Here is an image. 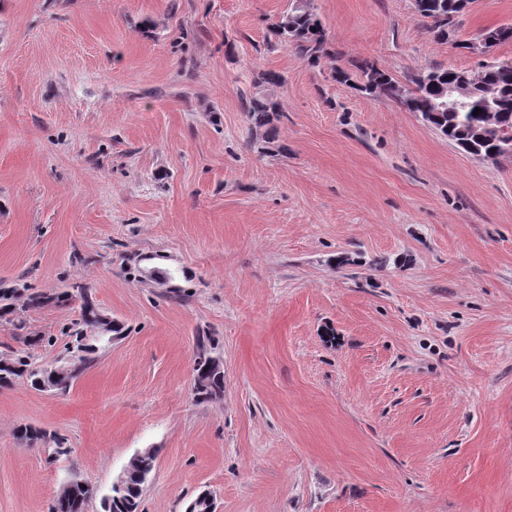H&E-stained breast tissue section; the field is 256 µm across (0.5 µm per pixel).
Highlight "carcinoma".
I'll return each instance as SVG.
<instances>
[{"instance_id": "obj_1", "label": "carcinoma", "mask_w": 512, "mask_h": 512, "mask_svg": "<svg viewBox=\"0 0 512 512\" xmlns=\"http://www.w3.org/2000/svg\"><path fill=\"white\" fill-rule=\"evenodd\" d=\"M473 0H416L414 13L430 22L434 37L443 43L454 41ZM268 44L289 43L309 62L317 65L323 58L331 57L329 37L313 11L306 9L284 11L267 25ZM433 81L423 84L413 79L415 88L405 89L402 98L395 96L400 83L375 63L363 60L351 71L340 66L331 70L333 81L353 87L366 94L379 93L395 100L410 112L421 114L422 120L447 137L456 147L469 155L490 153L502 155V136L512 134V74H504L497 67H487L471 81L467 105L456 111H429V103L443 87L470 74L468 70L434 69ZM250 127L257 133L267 134L277 129L282 119L276 102L268 97H243L241 101ZM481 113L474 114L475 109ZM491 130V136L481 140L472 137L475 130ZM71 293L53 295L31 292L27 288L0 289V318L13 314L17 309H37L48 302L70 304ZM105 319L94 300L86 291L80 295V321L68 346L81 353L83 369L90 368L97 360L100 343L84 340V330ZM25 379L34 389L49 380L41 366L33 365L27 354L17 353L12 358L0 360V387H8ZM193 392L200 401H208L224 393V365L210 355L205 339H198V353L194 363ZM20 439L30 447L48 444L44 430L27 426L20 432ZM156 449L148 448L136 453L124 472V487L118 494H109L102 500L104 512H137L144 484L153 471ZM92 490L75 482L61 487L50 512H85Z\"/></svg>"}]
</instances>
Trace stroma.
Here are the masks:
<instances>
[{
	"label": "stroma",
	"instance_id": "35a3bbf8",
	"mask_svg": "<svg viewBox=\"0 0 512 512\" xmlns=\"http://www.w3.org/2000/svg\"><path fill=\"white\" fill-rule=\"evenodd\" d=\"M335 60L266 44L288 0H0V288L82 285L125 326L64 393L0 389V512H512V160L334 82L473 69L412 0H312ZM278 75L255 85V72ZM283 114L255 139L242 96ZM78 303L0 318V359L63 351ZM224 393L196 401L199 337ZM64 437L70 456L17 436ZM156 449L148 448L136 453L124 472V487L121 493L112 494V489H120L123 474L112 483L111 493L102 500L104 512H137L144 484L153 471ZM63 485L50 507V512H84L87 501L93 495L92 490L80 482Z\"/></svg>",
	"mask_w": 512,
	"mask_h": 512
}]
</instances>
